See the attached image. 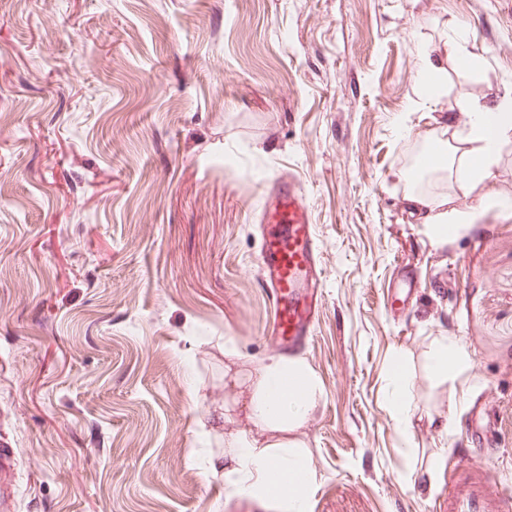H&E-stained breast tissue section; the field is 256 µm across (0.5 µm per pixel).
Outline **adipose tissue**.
<instances>
[{
	"mask_svg": "<svg viewBox=\"0 0 512 512\" xmlns=\"http://www.w3.org/2000/svg\"><path fill=\"white\" fill-rule=\"evenodd\" d=\"M464 127L442 142V168L462 174L468 184L483 182L496 164L500 146L512 137V94L492 105L460 101ZM411 206L424 213L434 243L447 242L449 233L469 223L472 214L449 207L447 198L414 194ZM472 360L453 336L430 341L426 373L437 381L469 377ZM320 398L319 383L299 359L275 361L250 377L244 416L247 427H225L223 454L206 459L210 472H220L231 492L275 501L278 512H311L310 496L320 475L312 467L297 432Z\"/></svg>",
	"mask_w": 512,
	"mask_h": 512,
	"instance_id": "ef3b65f1",
	"label": "adipose tissue"
}]
</instances>
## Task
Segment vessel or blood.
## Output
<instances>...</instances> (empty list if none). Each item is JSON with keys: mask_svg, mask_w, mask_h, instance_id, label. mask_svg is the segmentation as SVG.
Here are the masks:
<instances>
[{"mask_svg": "<svg viewBox=\"0 0 512 512\" xmlns=\"http://www.w3.org/2000/svg\"><path fill=\"white\" fill-rule=\"evenodd\" d=\"M259 223V277L276 306L272 334L280 348L293 350L313 332L323 280L312 210L294 175L267 185ZM16 464V449L0 448V512L14 508L9 478ZM439 512H512V487L456 456L448 464V492Z\"/></svg>", "mask_w": 512, "mask_h": 512, "instance_id": "vessel-or-blood-1", "label": "vessel or blood"}]
</instances>
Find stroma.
Listing matches in <instances>:
<instances>
[{
	"instance_id": "1",
	"label": "stroma",
	"mask_w": 512,
	"mask_h": 512,
	"mask_svg": "<svg viewBox=\"0 0 512 512\" xmlns=\"http://www.w3.org/2000/svg\"><path fill=\"white\" fill-rule=\"evenodd\" d=\"M467 40L474 66L452 50ZM444 68L423 93L419 53ZM512 91V0H0V448L16 512H276L228 494L214 417L283 356L258 273L265 185L293 173L325 269L297 356L311 512H431L448 462L512 480V138L489 179L408 176L457 115ZM467 201L432 244L408 205ZM413 289L398 300L403 279ZM435 336L473 360L432 382ZM403 355L416 405L388 412ZM498 415L495 446L467 424ZM437 454L434 486L418 475Z\"/></svg>"
}]
</instances>
